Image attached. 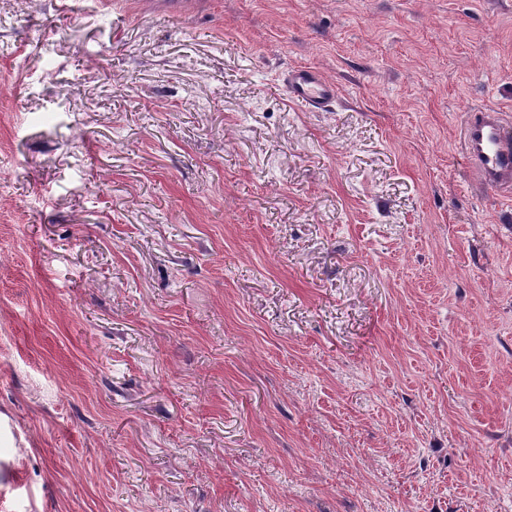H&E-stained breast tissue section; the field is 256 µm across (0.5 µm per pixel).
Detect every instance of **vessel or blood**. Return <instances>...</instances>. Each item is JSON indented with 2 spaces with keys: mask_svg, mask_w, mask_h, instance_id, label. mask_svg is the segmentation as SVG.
<instances>
[{
  "mask_svg": "<svg viewBox=\"0 0 512 512\" xmlns=\"http://www.w3.org/2000/svg\"><path fill=\"white\" fill-rule=\"evenodd\" d=\"M291 102L308 112H325L340 99L335 81L307 66H295L282 76ZM462 147L477 182L483 188L512 193V123L493 106L471 109L462 127Z\"/></svg>",
  "mask_w": 512,
  "mask_h": 512,
  "instance_id": "1",
  "label": "vessel or blood"
}]
</instances>
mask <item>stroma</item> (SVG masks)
<instances>
[{"label":"stroma","mask_w":512,"mask_h":512,"mask_svg":"<svg viewBox=\"0 0 512 512\" xmlns=\"http://www.w3.org/2000/svg\"><path fill=\"white\" fill-rule=\"evenodd\" d=\"M188 2L0 0V512H512V0ZM288 98L307 112H326L340 100L335 81L307 66H295L282 75ZM462 147L479 185L512 193V126L498 108L483 106L466 114Z\"/></svg>","instance_id":"obj_1"}]
</instances>
